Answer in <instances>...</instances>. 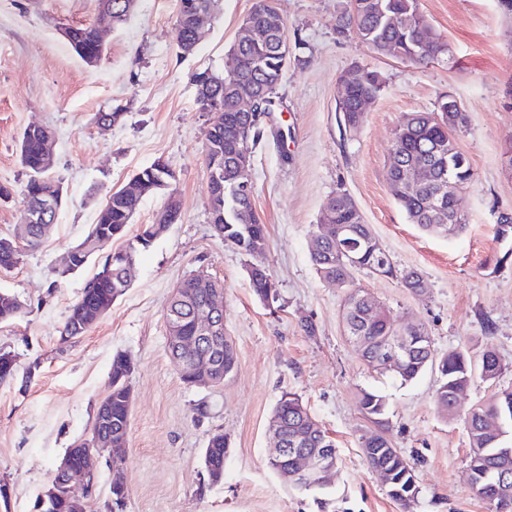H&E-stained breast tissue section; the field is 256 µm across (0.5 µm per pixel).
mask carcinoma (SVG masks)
<instances>
[{
	"instance_id": "carcinoma-1",
	"label": "carcinoma",
	"mask_w": 512,
	"mask_h": 512,
	"mask_svg": "<svg viewBox=\"0 0 512 512\" xmlns=\"http://www.w3.org/2000/svg\"><path fill=\"white\" fill-rule=\"evenodd\" d=\"M209 0H177L175 22V40L179 53L183 56L194 54L198 42L194 37L196 15L205 10ZM132 13L124 0H112V10L99 14L96 23L72 27L73 36L68 41L74 52L85 62L99 61L104 53L98 28L109 24L112 28L122 26ZM250 20L261 31L258 38L244 43L236 42L230 49V61L224 73L235 71L237 77L252 82L266 95L259 104L261 111L278 110L277 87L283 67L281 43L286 38V23L274 7H263L254 3L249 13ZM355 27L363 41L378 54L412 63L438 59L448 54V45L435 32L427 18L420 12L417 0H351L350 11L342 17L341 28ZM344 86L339 99V110L343 114L345 126L358 127L364 119L361 104L364 99H377L382 91L383 79L376 70L364 67L358 78L350 80L347 75L339 79ZM196 102L201 111H206L216 100L220 101L223 111L210 115L205 139L211 144L210 153L204 155L205 168L219 169L224 176L221 180H208V192L211 202L210 215L214 232L224 239V243L245 253L253 259V265L263 269L259 277L251 279V285L261 299L273 300L276 296L275 285L266 269L264 252L266 248V225L256 212L254 198L241 196L236 191L238 170L232 164L233 152L237 145L236 129L246 119V113L237 110L238 101L224 92V88L205 81H194ZM468 117L464 112H412L403 116L393 135L390 167L399 172L401 168L412 164H429L435 168L434 182L406 185L395 183L391 191L404 210L409 223L416 225L426 233L446 237L459 235L466 227L465 216L448 220L451 200L445 199L439 209L432 205L437 191V182L452 181L457 190L464 189L474 177L467 157L455 150L448 157L449 169L439 167L437 156L441 148L448 144V137L467 126ZM54 132L48 127H28L20 139L19 157L28 179L24 189L27 206L38 203L45 194H54L63 187L59 178L51 176V167L46 165L44 147L52 140ZM132 180L139 184L136 192L122 188L114 191L107 203L98 211L95 224L91 225L81 243L87 245V252H77L71 256L73 270L82 269L88 261L101 252L100 243L109 239H119L126 235L129 224L140 209L143 199L160 190L166 191L163 209L155 222L142 225L139 233L127 241L125 247L118 250L120 256L112 261H104L99 271L88 280L83 288L81 299L75 303L64 323L62 336L77 337L87 329L82 321L87 310L103 305L112 306L123 295L136 278L138 256L148 249L162 234L168 217L180 215L181 201L178 191L173 187L174 178L170 176L168 164L157 159L149 166L139 170ZM66 202V196L56 204V210L46 215L39 224H28L22 238L31 249L38 247L46 235L45 228L56 223L58 211ZM319 221L333 224L346 230V236L326 240L321 247L311 252V261L320 278L328 285L349 282L353 272L366 270L370 273L399 277L403 286L412 291L422 288V277L416 270L397 272L386 253L377 251L368 244L372 237L370 225L363 223L362 216L355 209L353 201L345 192H338L322 204ZM359 294L347 298L343 320L345 334L350 339H360L359 351L363 360L372 368L381 372L389 371L383 358L385 337L398 330L391 319L383 312L371 315L358 301ZM208 298V289L200 288L194 278L184 279L172 295L167 311L177 314L180 331L192 332V321L196 311L204 306ZM21 315L19 299L9 293L0 292V324L12 322ZM223 337L220 363L215 372L216 384L224 383L237 367V351L231 337L219 331ZM428 351L426 343L416 342L412 352L403 359L396 376L405 382H411L427 369ZM439 369L441 383L435 394L437 408L452 416L455 410L451 396L459 389L467 387L472 377V364L462 352H450L440 357ZM134 367L130 356L117 352L112 357L110 376H112V407L107 410L112 419L113 452L125 457L130 413L127 407V390ZM481 374L493 379L501 371V363L492 350L482 352L480 359ZM361 412L369 418L378 430L369 440L379 439V428L383 427V416L387 408L383 396L363 391L358 396ZM512 416V391L493 395L490 399L474 408L467 418L470 455V489L480 500L503 503L499 512H512V455L498 451L502 441L496 432H487L483 428L486 418ZM280 421L290 431H304L309 425L311 415L300 398L293 397L278 401L271 417ZM228 453V442L222 433L210 436L204 450V464L224 468ZM372 469H383L392 480V488L408 494L404 498L389 494L397 504L404 506L412 501L408 484L414 480L413 467L395 448L380 443L372 453L366 456Z\"/></svg>"
}]
</instances>
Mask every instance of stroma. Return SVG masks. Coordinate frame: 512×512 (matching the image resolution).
Wrapping results in <instances>:
<instances>
[{
    "mask_svg": "<svg viewBox=\"0 0 512 512\" xmlns=\"http://www.w3.org/2000/svg\"><path fill=\"white\" fill-rule=\"evenodd\" d=\"M252 4L216 0L199 49L182 57L176 0H138L128 22L105 33L106 53L91 67L60 29L94 23L96 0H0V185L11 191L0 202V237L13 236L24 219L18 142L27 127L53 130V172L68 195L42 245L22 250L19 263L0 273V291L23 304L19 319L0 325V349L17 358L14 379L0 385V484L10 492L0 512H32L67 448L90 435L119 351L134 363L126 495L114 502L112 465L95 458L93 512H488L467 484V416L493 393L512 390V172L502 158L512 137V13L501 0H418L449 51L415 64L376 54L356 31L339 33L350 0H274L290 46L279 132L264 136L252 159L277 293L267 302L251 287V257L225 245L210 224L202 158L209 116L191 80L224 70ZM356 65L378 70L384 87L349 130L338 80ZM448 94L468 116L455 139L474 171L459 195L467 227L453 238L410 224L387 181L402 117L434 111ZM116 107L122 123H97L98 112ZM158 158L176 176L179 220L141 253L136 281L108 312L83 336L62 340L71 307L105 257L64 277L57 268L112 192ZM340 191L356 202L395 269L421 273L422 291L365 270L344 286L321 280L311 239L323 202ZM197 274L223 284L224 330L237 349V369L220 386L184 383L167 350L168 300ZM357 288L394 323L424 324L439 354L476 359L495 351L501 373L474 377L456 415H442L434 404L438 370L401 383L369 367L345 336L343 306ZM307 322L313 333L304 331ZM364 390L385 397L384 433L414 468L419 493L409 510L366 464L362 440L375 426L358 406ZM286 392L301 397L339 451L331 486L318 497L289 488L268 463V424ZM202 402L209 412L199 419L194 409ZM218 432L229 452L215 483L203 452Z\"/></svg>",
    "mask_w": 512,
    "mask_h": 512,
    "instance_id": "1",
    "label": "stroma"
}]
</instances>
